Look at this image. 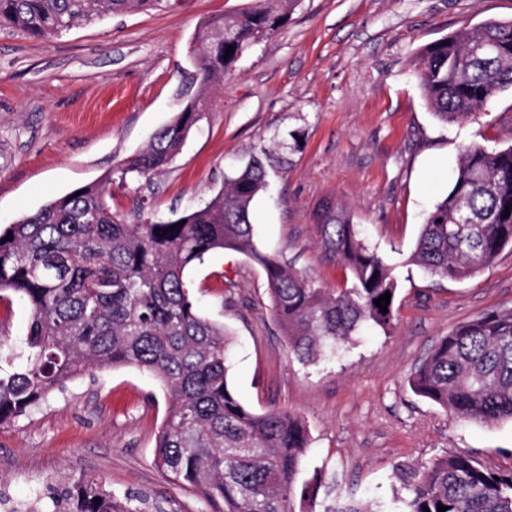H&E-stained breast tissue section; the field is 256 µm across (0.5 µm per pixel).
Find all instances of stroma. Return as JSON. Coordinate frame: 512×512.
I'll use <instances>...</instances> for the list:
<instances>
[{"mask_svg":"<svg viewBox=\"0 0 512 512\" xmlns=\"http://www.w3.org/2000/svg\"><path fill=\"white\" fill-rule=\"evenodd\" d=\"M250 4L170 0L49 40L0 32V226L98 181L143 148L187 101L196 30ZM488 20H512V0H298L286 24L239 57L181 152L141 191L160 217L202 206L265 149L288 164L251 204L262 251L294 261L323 287L341 286L345 271L324 251L315 220L331 199L392 269V331L356 336L317 364L290 352L259 265L218 251L191 274L201 314L235 340L229 380L240 401L304 419L311 445L300 478L323 474L321 501H389L398 474L448 453L512 468L511 421L452 420L406 382L458 325L512 308L511 252L465 281L409 262L461 149L512 146V89L446 126L412 71L423 45ZM29 315L18 295L0 300V354L24 350ZM167 407L162 385L134 368L67 382L30 415L0 426V492L28 505L85 479L162 512H213L154 464Z\"/></svg>","mask_w":512,"mask_h":512,"instance_id":"obj_1","label":"stroma"}]
</instances>
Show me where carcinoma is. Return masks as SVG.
Here are the masks:
<instances>
[{"label": "carcinoma", "instance_id": "obj_1", "mask_svg": "<svg viewBox=\"0 0 512 512\" xmlns=\"http://www.w3.org/2000/svg\"><path fill=\"white\" fill-rule=\"evenodd\" d=\"M166 0H0V30L58 37L107 13L148 11ZM296 0H254L238 13L207 20L192 39L197 87L176 118L141 151L95 183L0 227V293L31 310L26 354L0 364V426L28 416L55 389L95 368L134 366L165 388L166 416L155 464L177 487L216 512H316L322 480L299 481L310 448L301 417L255 413L228 379L233 344L224 325L200 315L191 271L216 251L263 268L273 317L300 360L318 363L348 349L364 329L390 333L398 283L348 210L331 201L317 213L326 252L350 272V284L323 288L308 274L260 251L250 206L270 173L287 163L253 156L225 177L204 205L136 223L112 211L113 174L140 182L167 167L208 111L238 58L288 20ZM234 52L226 54L227 47ZM426 102L442 123L467 119L512 88V21H485L424 45L414 61ZM511 214H506V211ZM183 225L170 229V226ZM12 235L6 241L4 237ZM512 248V147L461 150L453 186L427 213L410 260L432 276L465 280ZM390 293L388 312L374 300ZM418 397L451 416L480 424L512 420V309L468 320L437 341L407 379ZM100 501H94V498ZM401 512H512V469L496 471L447 454L405 472L393 490ZM38 512H142L94 481L74 484ZM323 512H375L353 497Z\"/></svg>", "mask_w": 512, "mask_h": 512}]
</instances>
